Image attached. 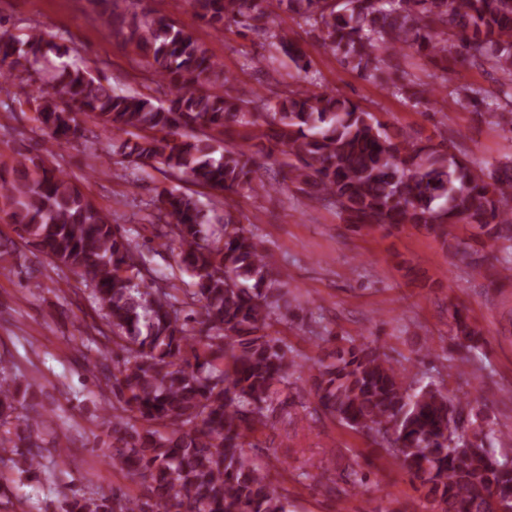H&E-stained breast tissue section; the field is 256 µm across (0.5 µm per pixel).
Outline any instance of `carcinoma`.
Returning <instances> with one entry per match:
<instances>
[{
  "label": "carcinoma",
  "instance_id": "cac0c4a2",
  "mask_svg": "<svg viewBox=\"0 0 512 512\" xmlns=\"http://www.w3.org/2000/svg\"><path fill=\"white\" fill-rule=\"evenodd\" d=\"M104 27L133 47L167 99L123 94L89 71L62 63L50 80L31 86L43 131V155L19 154L0 169V197L10 227L55 268L81 279L103 325L84 326L81 345L95 357L87 371L109 392L112 458L142 494L80 490L62 494L55 512H290L269 470L245 454L248 440L269 426L290 377L310 372L316 410L372 438L425 491L435 512L512 508V467L488 457L493 430L478 424L479 401L454 399L432 383L413 386L407 369L379 348L353 339L308 366L275 325L288 319V272L277 267L258 235L224 210L223 235L193 193L167 191L154 215L161 246H178V264L192 288L160 286L155 271L121 224L94 206L60 167L55 148L84 136L82 115L119 136L128 163L159 165L167 176L212 190L265 197L289 185L309 201L334 206L358 230L407 224L448 239L458 223L491 241L478 254L457 243L465 268L487 266L512 278V162L486 174L440 144L419 145L388 131L374 113L335 89L305 85L269 90L253 100L233 94L235 77L193 35L162 15L126 12L138 0H89ZM216 32L235 26L269 34L299 71L310 61L268 0H189ZM278 8L319 32L322 46L362 75L381 55L410 52L432 61L460 54L512 84V0H278ZM66 52L33 31L21 41L0 33V93L16 97L19 74ZM224 92L212 91L216 84ZM458 105L498 116L512 127V92L499 97L459 82ZM243 141L235 143L237 128ZM285 160L269 180L256 176L257 157ZM458 349L481 336L453 312ZM22 393L0 366V463L39 479L45 454L66 465L67 446L53 449L31 426L15 423ZM365 475L352 470L328 494H355Z\"/></svg>",
  "mask_w": 512,
  "mask_h": 512
}]
</instances>
